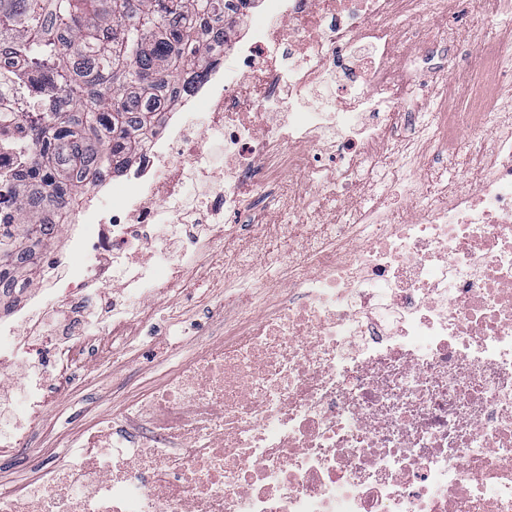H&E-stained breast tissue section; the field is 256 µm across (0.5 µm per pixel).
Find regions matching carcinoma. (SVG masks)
I'll list each match as a JSON object with an SVG mask.
<instances>
[{
    "instance_id": "cac0c4a2",
    "label": "carcinoma",
    "mask_w": 512,
    "mask_h": 512,
    "mask_svg": "<svg viewBox=\"0 0 512 512\" xmlns=\"http://www.w3.org/2000/svg\"><path fill=\"white\" fill-rule=\"evenodd\" d=\"M231 0H0L4 49L23 73L0 75V93L24 95L33 145L26 162L0 176V299L22 273L34 278L32 247L51 241L58 224L35 208L61 209L79 191L94 160L121 168L137 150L134 133L151 122L180 76L210 66L207 41L224 34Z\"/></svg>"
}]
</instances>
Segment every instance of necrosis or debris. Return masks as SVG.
<instances>
[{
    "mask_svg": "<svg viewBox=\"0 0 512 512\" xmlns=\"http://www.w3.org/2000/svg\"><path fill=\"white\" fill-rule=\"evenodd\" d=\"M462 3L481 22L456 84L425 63L448 28L406 21ZM241 13L260 25L225 28L213 67L182 78L120 173L43 210L62 231L0 313V376L42 335L41 306L79 325L118 287L137 302L135 319L116 307L94 333L54 337L50 368L27 376L34 426L72 374L153 327L157 298L220 264L250 301L122 417L87 428L75 461L1 489L0 512L18 494L23 512H512V117L499 111L512 24L496 0H259ZM332 80L327 111L296 110ZM0 105L15 115L0 134L13 172L31 126L17 99ZM464 118L486 133L464 136ZM262 191L291 214L321 198L316 223L258 232ZM283 249L288 290L273 300L280 282L253 257Z\"/></svg>",
    "mask_w": 512,
    "mask_h": 512,
    "instance_id": "necrosis-or-debris-1",
    "label": "necrosis or debris"
}]
</instances>
